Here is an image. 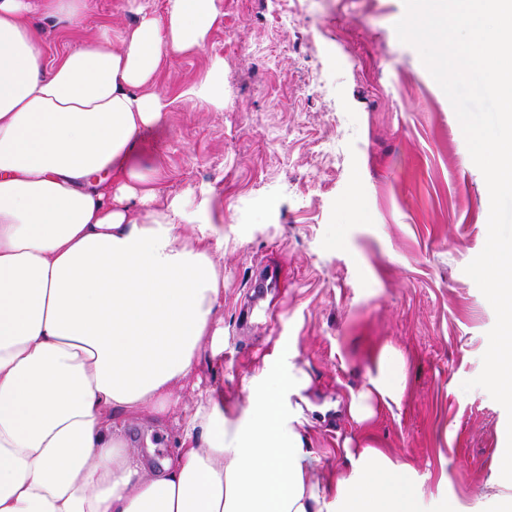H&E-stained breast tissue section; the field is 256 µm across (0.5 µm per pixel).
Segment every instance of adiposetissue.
I'll list each match as a JSON object with an SVG mask.
<instances>
[{
	"label": "adipose tissue",
	"mask_w": 512,
	"mask_h": 512,
	"mask_svg": "<svg viewBox=\"0 0 512 512\" xmlns=\"http://www.w3.org/2000/svg\"><path fill=\"white\" fill-rule=\"evenodd\" d=\"M87 8L0 0V512H419L411 466L369 430L406 390L392 346L349 397L363 430L324 484L287 345L245 384L244 416L231 397L184 402L202 347L224 340V241L183 230L177 203L155 209L163 171L141 155L164 59L202 48L219 13L169 0L46 61L33 10L69 36ZM174 414L178 444L153 463L128 431Z\"/></svg>",
	"instance_id": "ef3b65f1"
}]
</instances>
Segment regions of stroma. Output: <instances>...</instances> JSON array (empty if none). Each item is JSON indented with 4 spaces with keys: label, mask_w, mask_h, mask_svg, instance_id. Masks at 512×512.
I'll use <instances>...</instances> for the list:
<instances>
[{
    "label": "stroma",
    "mask_w": 512,
    "mask_h": 512,
    "mask_svg": "<svg viewBox=\"0 0 512 512\" xmlns=\"http://www.w3.org/2000/svg\"><path fill=\"white\" fill-rule=\"evenodd\" d=\"M202 49L170 57L157 81L170 101L143 162L161 163L159 207L224 240L222 359L202 350L199 389L240 391L276 343L311 378L307 433L340 466L355 437L345 401L365 381L368 351L406 359L400 406L375 432L408 462L424 512H499L512 485L499 472L505 409L464 381L482 370L492 306L464 268L484 248L490 197L455 111L394 25L403 0H215ZM168 0H90L84 36L103 22L164 16ZM224 104L194 95L213 69ZM280 267L268 325L250 283Z\"/></svg>",
    "instance_id": "stroma-1"
}]
</instances>
